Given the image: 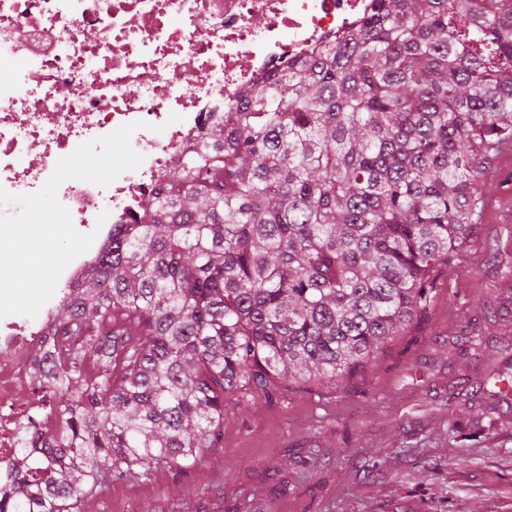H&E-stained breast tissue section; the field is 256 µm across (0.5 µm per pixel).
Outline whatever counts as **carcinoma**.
Returning a JSON list of instances; mask_svg holds the SVG:
<instances>
[{"mask_svg":"<svg viewBox=\"0 0 512 512\" xmlns=\"http://www.w3.org/2000/svg\"><path fill=\"white\" fill-rule=\"evenodd\" d=\"M508 143L512 0H373L243 87L63 301L35 356L55 427L22 435L0 512L192 471L224 403L365 368L430 307Z\"/></svg>","mask_w":512,"mask_h":512,"instance_id":"obj_1","label":"carcinoma"}]
</instances>
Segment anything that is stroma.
<instances>
[{
    "label": "stroma",
    "instance_id": "stroma-1",
    "mask_svg": "<svg viewBox=\"0 0 512 512\" xmlns=\"http://www.w3.org/2000/svg\"><path fill=\"white\" fill-rule=\"evenodd\" d=\"M429 311L345 384L284 383L224 409L221 448L113 483L86 512H512V405L477 381L512 363V153Z\"/></svg>",
    "mask_w": 512,
    "mask_h": 512
}]
</instances>
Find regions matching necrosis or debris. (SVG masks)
<instances>
[{"label": "necrosis or debris", "mask_w": 512, "mask_h": 512, "mask_svg": "<svg viewBox=\"0 0 512 512\" xmlns=\"http://www.w3.org/2000/svg\"><path fill=\"white\" fill-rule=\"evenodd\" d=\"M371 0H0V188L36 192L59 158L139 121L143 157L109 186L69 179L57 197L90 248L61 273L36 317H0V490L18 432L36 423L34 345L52 310L110 242L140 224L162 178L234 109L242 87L341 37Z\"/></svg>", "instance_id": "obj_1"}]
</instances>
